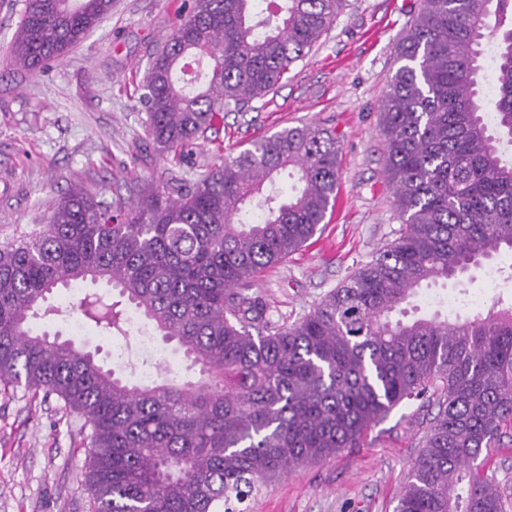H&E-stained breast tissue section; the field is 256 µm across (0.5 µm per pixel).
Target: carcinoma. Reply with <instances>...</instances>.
<instances>
[{
    "label": "carcinoma",
    "instance_id": "carcinoma-1",
    "mask_svg": "<svg viewBox=\"0 0 512 512\" xmlns=\"http://www.w3.org/2000/svg\"><path fill=\"white\" fill-rule=\"evenodd\" d=\"M190 0L150 58L140 100L156 151L180 161L224 106L267 96L346 0ZM112 0H25L8 46L31 72L61 61ZM494 22V108L479 73ZM381 101L400 236L291 324L254 280L320 230L339 144L285 128L213 164L193 187L96 199L74 184L41 224L0 242V383L56 396L90 426L93 512H236L270 478L357 448L405 400L435 408L394 512H506L484 451L512 429V306L454 322L392 319L423 285L512 250V0H421ZM297 177L288 195L283 172ZM102 281L198 378L134 384L74 342L31 328L58 286ZM84 318L127 336L120 302Z\"/></svg>",
    "mask_w": 512,
    "mask_h": 512
}]
</instances>
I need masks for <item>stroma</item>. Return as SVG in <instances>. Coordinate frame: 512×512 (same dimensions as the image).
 <instances>
[{
  "instance_id": "obj_1",
  "label": "stroma",
  "mask_w": 512,
  "mask_h": 512,
  "mask_svg": "<svg viewBox=\"0 0 512 512\" xmlns=\"http://www.w3.org/2000/svg\"><path fill=\"white\" fill-rule=\"evenodd\" d=\"M23 4L0 0V238L38 223L74 181L91 184L106 202L131 198L146 183L162 187L176 179L189 188L206 166L304 123L333 131L340 141L336 205L300 251L254 284L268 317L298 319L397 238L402 224L384 172L379 105L420 0H347L274 93L242 109L225 107L180 163L148 143L137 87L149 55L186 16L188 0H113L111 15L41 73L9 61ZM88 292L112 294L101 283L58 289L35 330L73 341L108 368L120 347L140 364L139 335L107 336L88 321L72 329L69 318ZM500 299L512 302L506 249L461 280L424 289L407 316L474 315ZM425 417L418 405L397 406L368 430L361 447L273 477L241 503L242 512H393L422 446ZM83 424L57 398L0 385V512H91Z\"/></svg>"
}]
</instances>
